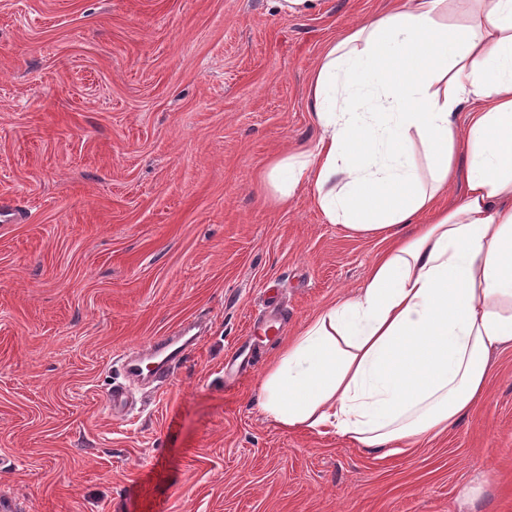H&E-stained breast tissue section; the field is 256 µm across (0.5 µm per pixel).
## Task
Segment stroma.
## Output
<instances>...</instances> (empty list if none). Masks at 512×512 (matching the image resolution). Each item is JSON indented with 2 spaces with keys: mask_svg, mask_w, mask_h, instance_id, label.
<instances>
[{
  "mask_svg": "<svg viewBox=\"0 0 512 512\" xmlns=\"http://www.w3.org/2000/svg\"><path fill=\"white\" fill-rule=\"evenodd\" d=\"M388 0H0V500L25 512H512V346L408 452L262 411L288 337L380 245L273 162L313 151L309 77ZM280 333L259 337L268 308ZM200 323L161 390L122 350Z\"/></svg>",
  "mask_w": 512,
  "mask_h": 512,
  "instance_id": "1",
  "label": "stroma"
}]
</instances>
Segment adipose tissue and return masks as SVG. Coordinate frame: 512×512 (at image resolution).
<instances>
[{
  "label": "adipose tissue",
  "instance_id": "obj_1",
  "mask_svg": "<svg viewBox=\"0 0 512 512\" xmlns=\"http://www.w3.org/2000/svg\"><path fill=\"white\" fill-rule=\"evenodd\" d=\"M448 2L389 0L328 45L310 79L322 136L273 166L314 187L329 223L381 243L365 285L264 378L281 427L377 450L439 435L483 402L491 352L512 345V0H459L462 24Z\"/></svg>",
  "mask_w": 512,
  "mask_h": 512
}]
</instances>
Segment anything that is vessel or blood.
Here are the masks:
<instances>
[{
	"instance_id": "vessel-or-blood-1",
	"label": "vessel or blood",
	"mask_w": 512,
	"mask_h": 512,
	"mask_svg": "<svg viewBox=\"0 0 512 512\" xmlns=\"http://www.w3.org/2000/svg\"><path fill=\"white\" fill-rule=\"evenodd\" d=\"M196 340V335L186 329L151 339L125 352L122 361L127 379L132 382L149 380L159 387L166 385L174 367L193 351Z\"/></svg>"
}]
</instances>
